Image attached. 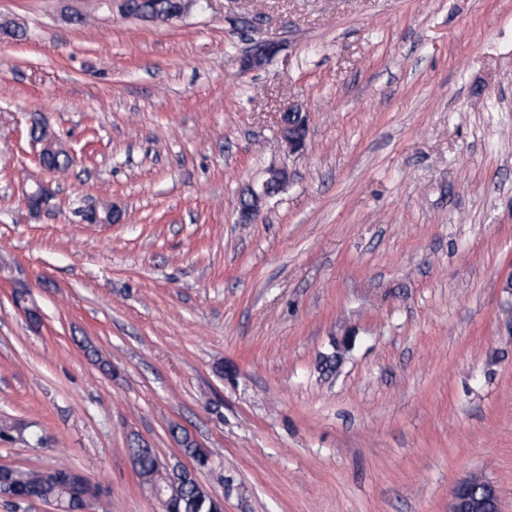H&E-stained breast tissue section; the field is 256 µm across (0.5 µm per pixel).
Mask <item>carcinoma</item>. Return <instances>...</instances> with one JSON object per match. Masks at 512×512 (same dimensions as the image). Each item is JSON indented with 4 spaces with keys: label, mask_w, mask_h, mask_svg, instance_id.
Masks as SVG:
<instances>
[{
    "label": "carcinoma",
    "mask_w": 512,
    "mask_h": 512,
    "mask_svg": "<svg viewBox=\"0 0 512 512\" xmlns=\"http://www.w3.org/2000/svg\"><path fill=\"white\" fill-rule=\"evenodd\" d=\"M172 435L190 459L196 461L210 454V449L198 447L184 429H174ZM133 452L139 456L137 478L162 489L166 512H224V505L194 480L182 473L162 474L159 458L152 449L135 448ZM58 470L61 476L53 480L41 469H8L0 475V494L6 498L53 499L68 512H80L87 502L72 496L69 475L65 474L68 467L62 465Z\"/></svg>",
    "instance_id": "carcinoma-1"
}]
</instances>
